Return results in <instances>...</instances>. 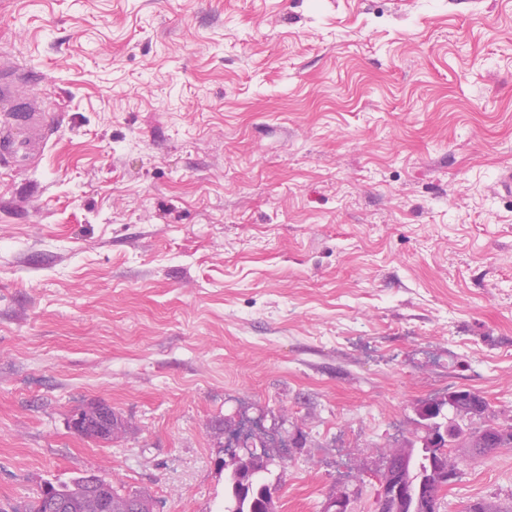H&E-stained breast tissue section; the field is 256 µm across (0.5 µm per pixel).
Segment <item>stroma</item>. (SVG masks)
Masks as SVG:
<instances>
[{
  "label": "stroma",
  "instance_id": "1",
  "mask_svg": "<svg viewBox=\"0 0 512 512\" xmlns=\"http://www.w3.org/2000/svg\"><path fill=\"white\" fill-rule=\"evenodd\" d=\"M0 512L96 474L323 512L466 389L512 422V0H0ZM103 401L124 430L74 433ZM440 512L512 507V448ZM269 465L253 461L230 471L225 480L224 512H266L272 488L264 474Z\"/></svg>",
  "mask_w": 512,
  "mask_h": 512
}]
</instances>
